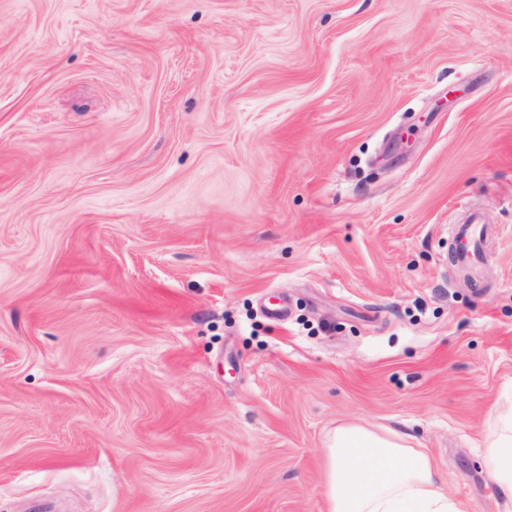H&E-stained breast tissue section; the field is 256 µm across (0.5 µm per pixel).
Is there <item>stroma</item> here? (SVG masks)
<instances>
[{
  "label": "stroma",
  "mask_w": 512,
  "mask_h": 512,
  "mask_svg": "<svg viewBox=\"0 0 512 512\" xmlns=\"http://www.w3.org/2000/svg\"><path fill=\"white\" fill-rule=\"evenodd\" d=\"M508 395L512 0H0V512H325L349 422L501 512ZM485 225L478 219L457 228L460 246L455 252V261L458 265L476 269L485 261L484 241L486 237ZM483 467L496 488L503 512L512 507V399L493 412L482 450Z\"/></svg>",
  "instance_id": "1"
}]
</instances>
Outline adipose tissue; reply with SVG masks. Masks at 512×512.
<instances>
[{"mask_svg": "<svg viewBox=\"0 0 512 512\" xmlns=\"http://www.w3.org/2000/svg\"><path fill=\"white\" fill-rule=\"evenodd\" d=\"M323 457L326 512H464L410 436L344 423L329 435ZM482 462L503 512H512V399L493 412Z\"/></svg>", "mask_w": 512, "mask_h": 512, "instance_id": "obj_1", "label": "adipose tissue"}]
</instances>
